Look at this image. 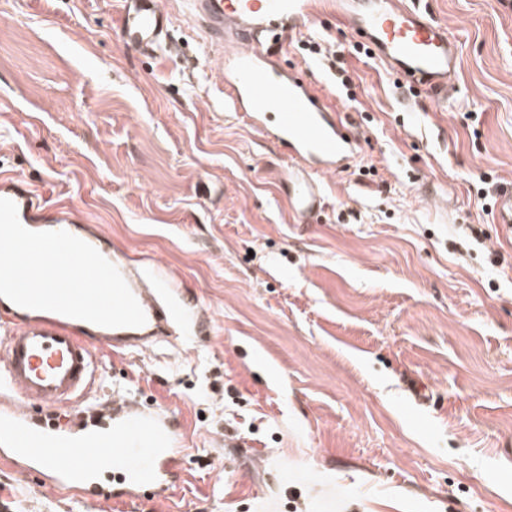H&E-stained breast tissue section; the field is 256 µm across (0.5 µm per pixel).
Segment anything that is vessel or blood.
I'll return each instance as SVG.
<instances>
[{
  "instance_id": "vessel-or-blood-1",
  "label": "vessel or blood",
  "mask_w": 512,
  "mask_h": 512,
  "mask_svg": "<svg viewBox=\"0 0 512 512\" xmlns=\"http://www.w3.org/2000/svg\"><path fill=\"white\" fill-rule=\"evenodd\" d=\"M120 3L115 26L127 47L162 55L179 15L210 44L219 70L229 75L222 84L225 104L283 147L285 197L302 224L325 206L320 175L347 168L361 137L299 71L276 66L273 58L286 38L316 18H335L402 78L410 93H428L437 105L448 103V79L459 63L447 25L421 0H180L176 10L161 0ZM0 198L16 204L25 228L64 230L93 246L119 270L146 316L142 326L110 328L0 297V391L19 398L13 408L0 409V461L35 477L44 490L76 501L132 503L148 492L167 499L175 458L173 428L164 413L113 404L108 439L86 436L64 447L51 429L28 426L25 418L31 410L90 394L97 373L94 346L135 355L178 329H203L204 309L185 312L141 258L116 245L72 205H46L25 178L1 176Z\"/></svg>"
}]
</instances>
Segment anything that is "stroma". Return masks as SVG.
<instances>
[{
    "mask_svg": "<svg viewBox=\"0 0 512 512\" xmlns=\"http://www.w3.org/2000/svg\"><path fill=\"white\" fill-rule=\"evenodd\" d=\"M118 0H0V172L150 258L208 313L138 357L95 350L91 395L164 410L181 479L133 512H512V0H428L460 46L447 110L336 20L287 41L361 134L295 222L280 150L224 104L214 51L127 48ZM343 55L341 87L324 67ZM431 400L416 404L410 386ZM0 512H120L0 463Z\"/></svg>",
    "mask_w": 512,
    "mask_h": 512,
    "instance_id": "obj_1",
    "label": "stroma"
}]
</instances>
